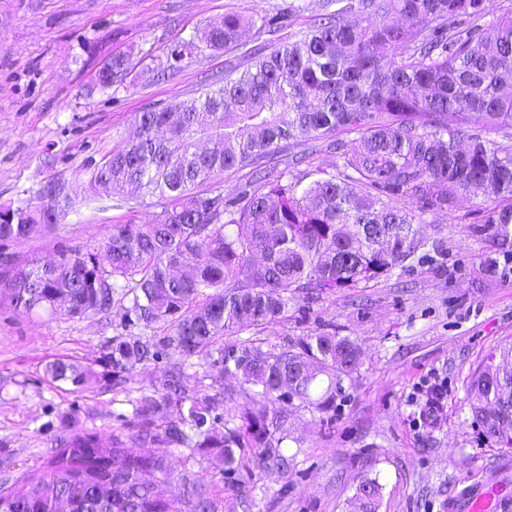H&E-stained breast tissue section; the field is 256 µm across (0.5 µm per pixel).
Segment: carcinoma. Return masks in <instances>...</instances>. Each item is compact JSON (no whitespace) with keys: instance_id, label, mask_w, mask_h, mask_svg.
<instances>
[{"instance_id":"carcinoma-1","label":"carcinoma","mask_w":512,"mask_h":512,"mask_svg":"<svg viewBox=\"0 0 512 512\" xmlns=\"http://www.w3.org/2000/svg\"><path fill=\"white\" fill-rule=\"evenodd\" d=\"M490 0H318L304 34L256 43L283 16L259 21L229 12L174 41L158 73L175 75L205 50L234 49L243 70L215 79L196 97L136 116L125 147L89 157L90 199L128 204L135 186L158 208L149 224H114L103 249H62L0 283L26 314L72 318L122 311L124 328L102 344L105 370L50 362V381L74 392L114 387L168 354L161 386L136 399L130 441L157 449L138 455L119 434L103 439L66 429L50 439L43 463L0 473V512H217L206 490L169 498L167 455L191 448L241 477L248 498L255 471L288 465L278 435L282 411L246 402L228 419L229 395L200 384L193 359L210 376L234 375L261 394L329 409L341 381L361 365L347 336L319 333L285 347L224 336L279 322L295 299L315 301L406 266L421 246L416 213L450 216L462 199L493 196L482 212L489 252L512 263V10L490 20ZM129 59L101 69L103 92L124 85ZM503 132L504 141L483 136ZM354 138L346 141L344 136ZM206 137L214 146L196 148ZM335 158L326 176L303 184L296 171L311 154ZM289 151L288 169L268 164ZM251 180L229 195L198 186L229 170ZM51 206L0 207V264L9 244L57 223ZM163 327L164 336L149 332ZM472 423L490 443L512 448V344L490 355L468 387ZM158 472L151 481L146 474ZM383 485L366 477L352 512H379Z\"/></svg>"}]
</instances>
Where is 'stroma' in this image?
<instances>
[{"mask_svg":"<svg viewBox=\"0 0 512 512\" xmlns=\"http://www.w3.org/2000/svg\"><path fill=\"white\" fill-rule=\"evenodd\" d=\"M292 0H0V205H40L39 192L59 184V224L10 245L14 266L55 256L57 248L97 249L112 225L150 222L149 202L136 207L104 199L86 203L87 157L124 146L135 116L198 96L212 77L239 64L237 52L204 51L170 78L155 76L158 57L178 36L235 12L243 17L287 11L283 42L306 30L307 14ZM130 60L118 94L95 86L102 61ZM481 197L449 217L425 215L424 239L411 267L316 302L288 305L280 322L239 329L240 343L284 346L319 331L357 342L363 363L343 380L331 410L267 400L287 409L283 426L288 467L256 474L247 512H349L362 476L383 485L380 512H466L461 494L493 488V512H512V448H500L469 422L467 388L483 359L512 342V280L485 274L488 255L477 224ZM121 314L73 319L28 315L0 297V467L22 472L42 461L45 442L64 428L103 438L134 433L132 399L160 386L167 359L137 368L125 389L82 393L50 382L45 366L59 356L96 365L105 338L122 333ZM446 395L434 417L425 401L431 384ZM162 488L182 496L185 481L231 500L224 477L188 448L172 450Z\"/></svg>","mask_w":512,"mask_h":512,"instance_id":"stroma-1","label":"stroma"}]
</instances>
